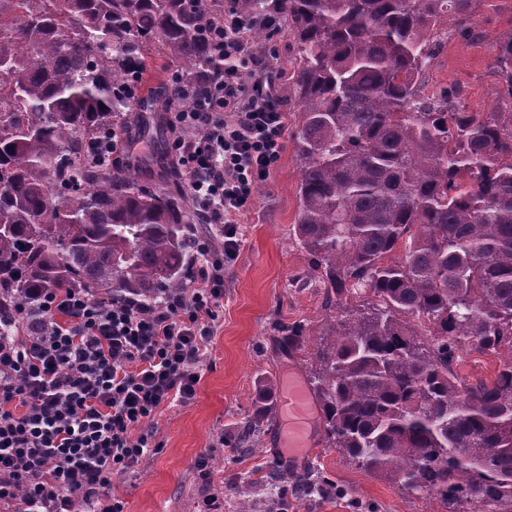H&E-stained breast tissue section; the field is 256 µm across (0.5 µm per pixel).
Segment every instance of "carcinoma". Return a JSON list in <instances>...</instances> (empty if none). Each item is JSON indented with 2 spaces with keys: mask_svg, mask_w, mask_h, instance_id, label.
<instances>
[{
  "mask_svg": "<svg viewBox=\"0 0 512 512\" xmlns=\"http://www.w3.org/2000/svg\"><path fill=\"white\" fill-rule=\"evenodd\" d=\"M480 2L232 0L275 11L296 46L293 233L337 310L310 377L328 447L448 512H512V32L495 41L490 111L455 87L423 93L441 24L475 37ZM222 33L224 0H0V309L47 288L153 305L183 286L204 234L183 193L139 179L165 145L145 113L193 104L221 73ZM147 46L186 80L146 102L112 94ZM133 112L153 151L100 162ZM278 332L306 343L303 324ZM464 346L505 351L492 381L458 379ZM278 468L258 485L286 499ZM325 484L308 472L294 491Z\"/></svg>",
  "mask_w": 512,
  "mask_h": 512,
  "instance_id": "carcinoma-1",
  "label": "carcinoma"
}]
</instances>
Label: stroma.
I'll use <instances>...</instances> for the list:
<instances>
[{
    "label": "stroma",
    "mask_w": 512,
    "mask_h": 512,
    "mask_svg": "<svg viewBox=\"0 0 512 512\" xmlns=\"http://www.w3.org/2000/svg\"><path fill=\"white\" fill-rule=\"evenodd\" d=\"M474 23L478 39L454 35L443 41L425 73L424 90L459 87L468 111L486 112L498 91L494 41L512 31V0H483ZM263 46L275 67L282 107L294 115L295 45L281 27L268 33ZM300 175L294 142L285 138L275 168L238 219V257L224 268V307L200 362L194 399L161 407L148 423L155 454L135 473L112 480V495L124 502L125 512H197L209 494L222 498L223 512H237L245 499L254 512H275L276 502L253 482L266 461L282 455L276 444L279 414H272L256 447L234 442L262 386L281 393L289 370L305 375L312 368L314 342L287 352L279 323L299 322L316 333L327 317L324 289L309 277L308 255L292 230ZM322 436L321 424H314L310 446L294 466L324 473L329 484L316 495L289 497L288 512H445L428 494L407 493L367 473L325 447Z\"/></svg>",
    "instance_id": "1"
}]
</instances>
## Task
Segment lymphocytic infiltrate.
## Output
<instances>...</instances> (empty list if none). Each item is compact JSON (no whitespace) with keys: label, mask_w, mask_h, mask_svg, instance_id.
<instances>
[{"label":"lymphocytic infiltrate","mask_w":512,"mask_h":512,"mask_svg":"<svg viewBox=\"0 0 512 512\" xmlns=\"http://www.w3.org/2000/svg\"><path fill=\"white\" fill-rule=\"evenodd\" d=\"M255 18L224 13V72L192 108L172 113L171 152L183 190L224 246L203 251L183 288L154 305L99 301L48 288L7 317L0 338V501L23 512H124L112 479L155 454L143 425L162 406L194 398L200 361L224 300L237 222L283 147V111L269 61L247 32Z\"/></svg>","instance_id":"obj_1"}]
</instances>
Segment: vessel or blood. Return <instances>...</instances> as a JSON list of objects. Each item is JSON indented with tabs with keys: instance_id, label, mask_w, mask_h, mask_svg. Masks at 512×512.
Wrapping results in <instances>:
<instances>
[{
	"instance_id": "1",
	"label": "vessel or blood",
	"mask_w": 512,
	"mask_h": 512,
	"mask_svg": "<svg viewBox=\"0 0 512 512\" xmlns=\"http://www.w3.org/2000/svg\"><path fill=\"white\" fill-rule=\"evenodd\" d=\"M311 400L312 396L305 381L298 374H289L288 381L282 390L283 425L279 433V444L287 448L289 456L303 455L308 445Z\"/></svg>"
}]
</instances>
